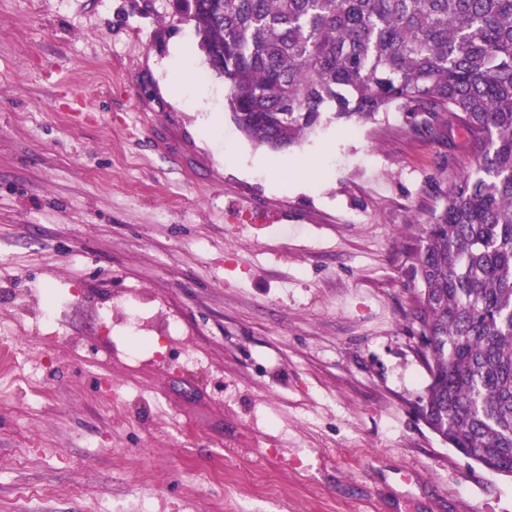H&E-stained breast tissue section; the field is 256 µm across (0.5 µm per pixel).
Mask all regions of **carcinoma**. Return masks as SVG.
Segmentation results:
<instances>
[{"label":"carcinoma","instance_id":"1","mask_svg":"<svg viewBox=\"0 0 512 512\" xmlns=\"http://www.w3.org/2000/svg\"><path fill=\"white\" fill-rule=\"evenodd\" d=\"M238 131L283 152L393 108L471 156L409 268L420 403L448 446L512 472V0H184Z\"/></svg>","mask_w":512,"mask_h":512}]
</instances>
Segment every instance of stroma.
Here are the masks:
<instances>
[{
    "mask_svg": "<svg viewBox=\"0 0 512 512\" xmlns=\"http://www.w3.org/2000/svg\"><path fill=\"white\" fill-rule=\"evenodd\" d=\"M225 97L179 0H0V337L45 390L0 401V512L23 488L26 512H512V477L414 409L411 227L467 151L394 109L272 153ZM231 199L269 223L234 222ZM45 288L80 348L45 345L10 300ZM131 292L180 326L137 362L100 316ZM221 467L288 493L240 498L210 481Z\"/></svg>",
    "mask_w": 512,
    "mask_h": 512,
    "instance_id": "stroma-1",
    "label": "stroma"
}]
</instances>
